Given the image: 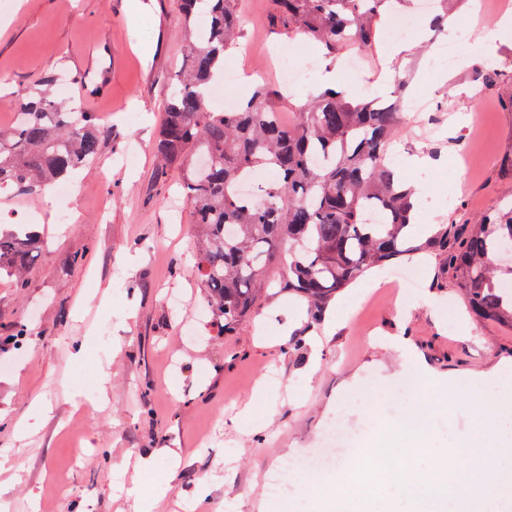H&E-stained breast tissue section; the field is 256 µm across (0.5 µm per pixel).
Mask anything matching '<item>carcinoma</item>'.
I'll use <instances>...</instances> for the list:
<instances>
[{
    "label": "carcinoma",
    "instance_id": "1",
    "mask_svg": "<svg viewBox=\"0 0 512 512\" xmlns=\"http://www.w3.org/2000/svg\"><path fill=\"white\" fill-rule=\"evenodd\" d=\"M231 2L178 0L193 41L154 145L161 165L183 168L198 229V278L224 330L249 320L273 289L305 301L319 321L336 293L408 254L438 256L475 315L512 328V289L502 286L512 268L496 267L502 244L512 242V211L486 214L462 233L441 224L414 243L417 202L395 186L387 163L401 124L397 106L323 94L285 126L267 104L270 92L258 87L232 111L208 110L224 51L241 34ZM390 2L274 0L283 24L328 54L374 46ZM15 106L20 122L0 130V190L63 180L97 155L101 131L93 113L30 92ZM259 170L275 178L259 185L258 200L245 201L239 184ZM43 247L28 224L0 228V273L23 287L27 262Z\"/></svg>",
    "mask_w": 512,
    "mask_h": 512
}]
</instances>
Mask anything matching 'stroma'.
Masks as SVG:
<instances>
[{"mask_svg":"<svg viewBox=\"0 0 512 512\" xmlns=\"http://www.w3.org/2000/svg\"><path fill=\"white\" fill-rule=\"evenodd\" d=\"M235 8L240 42L252 52L226 54L225 66L243 64L299 111L313 96L310 83L282 84L267 57L284 50L315 72L326 62L322 47L288 32L272 0H235ZM187 33L176 0H0V128L14 121L18 91L53 78L56 97L76 99L103 132L97 156L67 180L71 201L49 185L0 195V224L36 212L45 242L25 287L0 276V452L22 477L7 512H133L155 482L168 487L156 512H197L189 492L202 478L211 512H258L265 478L283 459L316 456L332 428L365 448L400 430L411 402L427 407L429 436L441 447H470L486 426V462L512 484V415L500 412L503 387L491 374L512 366V328L470 312L439 258L416 260L412 298L384 285L337 293L330 309L342 325L317 353L308 336L323 326L292 297L265 304L230 333L215 320L197 278L181 171L161 167L153 151ZM444 39L438 28L413 34V54L393 62L380 92L392 40L379 37L374 50L351 49L338 61L361 58L346 81L362 97L426 100V111L404 113L391 154L431 159L403 174L423 188L418 223L442 212L463 230L512 209V41L499 46L500 75L488 84L475 71L482 46L454 70L437 66ZM456 86L463 94L451 95ZM69 206L78 223H60ZM73 255L80 263H70ZM19 327L27 334L16 344ZM386 336L407 337L410 350L380 347ZM103 373L108 402L96 407L89 398ZM37 397L51 406L48 418H31ZM246 404L248 423L238 418ZM26 418L34 434L15 442L14 424ZM153 450L152 472L133 480L137 458ZM335 474L332 466L297 473L273 512L368 496Z\"/></svg>","mask_w":512,"mask_h":512,"instance_id":"1","label":"stroma"}]
</instances>
